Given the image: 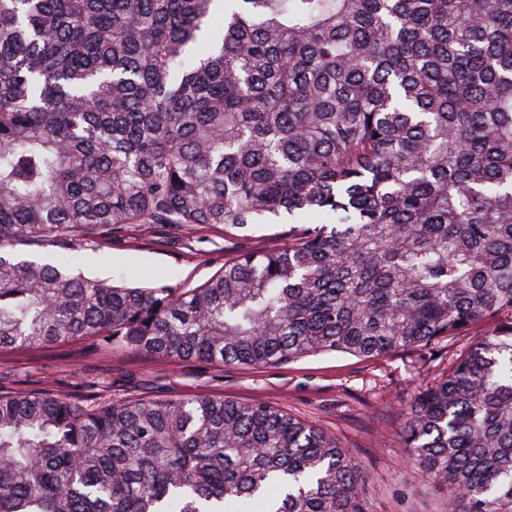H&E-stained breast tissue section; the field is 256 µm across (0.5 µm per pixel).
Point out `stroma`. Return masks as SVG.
<instances>
[{"mask_svg":"<svg viewBox=\"0 0 512 512\" xmlns=\"http://www.w3.org/2000/svg\"><path fill=\"white\" fill-rule=\"evenodd\" d=\"M287 243L284 224L230 231L207 227L192 235L172 225L130 224L80 249L75 269L88 278L131 286L161 281L189 288L206 282L240 253L272 252ZM475 339L471 332L385 357L329 352L255 368L194 359L170 362L60 342L0 349V388L62 390L80 397L91 393L92 383L103 381L111 384L116 400L210 394L265 403L335 435L349 449L367 475L368 512H447L443 495L408 463L400 446L403 404L413 390L445 375L452 354Z\"/></svg>","mask_w":512,"mask_h":512,"instance_id":"obj_1","label":"stroma"}]
</instances>
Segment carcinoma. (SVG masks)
Masks as SVG:
<instances>
[{"instance_id": "cac0c4a2", "label": "carcinoma", "mask_w": 512, "mask_h": 512, "mask_svg": "<svg viewBox=\"0 0 512 512\" xmlns=\"http://www.w3.org/2000/svg\"><path fill=\"white\" fill-rule=\"evenodd\" d=\"M284 214L197 287L73 269L103 229ZM483 327L405 404L449 512H512V0H0V348L272 366ZM364 483L269 405L0 391V512H363Z\"/></svg>"}]
</instances>
